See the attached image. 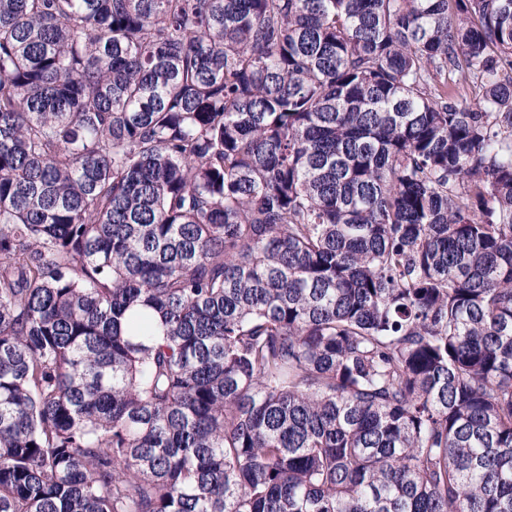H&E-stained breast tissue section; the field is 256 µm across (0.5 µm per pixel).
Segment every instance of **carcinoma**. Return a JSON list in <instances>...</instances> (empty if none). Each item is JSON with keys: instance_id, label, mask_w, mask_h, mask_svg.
<instances>
[{"instance_id": "obj_1", "label": "carcinoma", "mask_w": 512, "mask_h": 512, "mask_svg": "<svg viewBox=\"0 0 512 512\" xmlns=\"http://www.w3.org/2000/svg\"><path fill=\"white\" fill-rule=\"evenodd\" d=\"M0 512H512V0H0Z\"/></svg>"}]
</instances>
